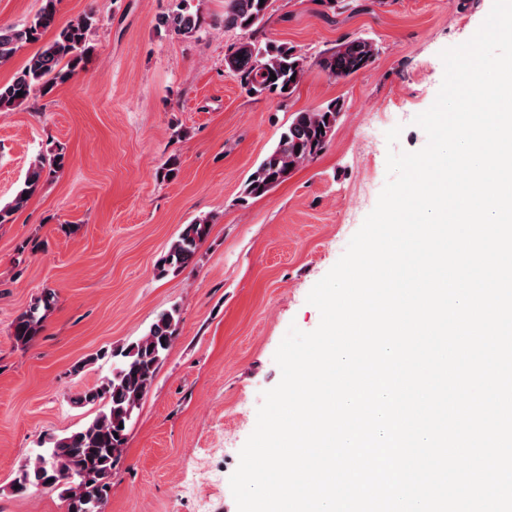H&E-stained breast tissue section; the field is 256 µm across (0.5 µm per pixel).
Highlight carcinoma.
I'll list each match as a JSON object with an SVG mask.
<instances>
[{
	"instance_id": "obj_1",
	"label": "carcinoma",
	"mask_w": 512,
	"mask_h": 512,
	"mask_svg": "<svg viewBox=\"0 0 512 512\" xmlns=\"http://www.w3.org/2000/svg\"><path fill=\"white\" fill-rule=\"evenodd\" d=\"M56 4L57 0H43L40 12L22 28L0 25V65L7 63L22 45L39 41L46 31L56 27ZM269 6L270 0H224V28L247 33V37L230 45L224 63L245 93L284 101L303 82L308 60L294 46L256 39L255 34L268 21ZM204 23V17L199 10L192 9L190 0H180L177 9L165 20L171 31L184 38L195 36ZM93 25L94 17L89 14L70 20L53 40L30 56L10 82L0 84V112L14 110L38 93H50L77 70L84 69L93 51L89 40ZM375 56L376 48L371 41L348 37L320 54L317 63L330 78L340 81L371 66ZM272 73L276 76L274 80L270 79ZM19 91L23 96H17ZM341 110L342 104L334 99L315 109L294 113L276 146L248 177L241 201L265 196L294 170L317 159ZM64 166L65 153L61 148L31 164L12 201L0 205V224L11 223L13 214L26 205L22 195L32 196L44 180L61 172ZM210 230L211 220L207 216L185 225L162 258L159 274L188 267ZM54 303L55 293L48 289L15 319L11 336L16 345L23 348L34 340ZM178 321L177 310L166 312L137 341L112 350L111 375L71 399L72 404L80 407L102 406L98 415L83 427L54 440L52 447L28 461L14 480L13 493L25 495L39 487L43 478L52 476L54 481L48 487H66L69 512H88L94 501L97 508H102L108 497L109 478L127 441L128 426L171 347Z\"/></svg>"
}]
</instances>
